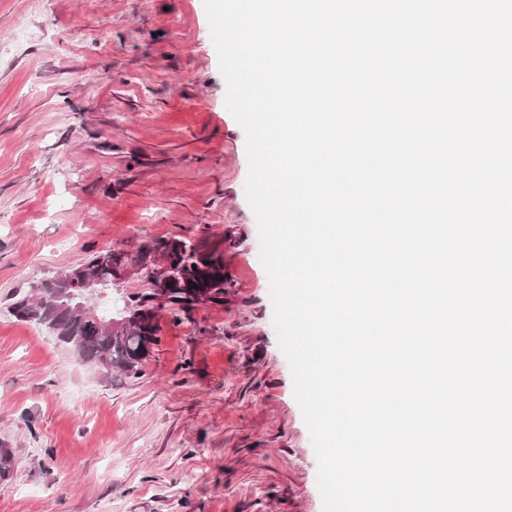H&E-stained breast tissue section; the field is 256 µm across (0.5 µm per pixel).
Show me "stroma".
Returning <instances> with one entry per match:
<instances>
[{
    "label": "stroma",
    "instance_id": "1",
    "mask_svg": "<svg viewBox=\"0 0 512 512\" xmlns=\"http://www.w3.org/2000/svg\"><path fill=\"white\" fill-rule=\"evenodd\" d=\"M204 0H0V512H323ZM224 235L235 286L139 377L9 307L92 252Z\"/></svg>",
    "mask_w": 512,
    "mask_h": 512
}]
</instances>
